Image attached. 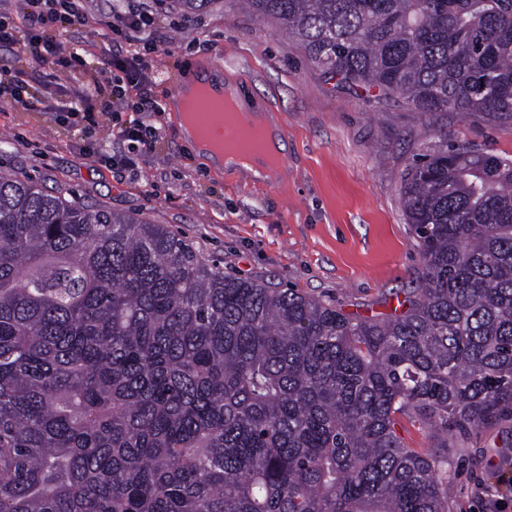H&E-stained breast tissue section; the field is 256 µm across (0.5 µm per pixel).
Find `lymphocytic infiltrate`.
Returning a JSON list of instances; mask_svg holds the SVG:
<instances>
[{
  "label": "lymphocytic infiltrate",
  "instance_id": "f902f5d3",
  "mask_svg": "<svg viewBox=\"0 0 512 512\" xmlns=\"http://www.w3.org/2000/svg\"><path fill=\"white\" fill-rule=\"evenodd\" d=\"M17 14L23 20L27 36L25 39L28 55V69L36 79L47 78L49 67L69 64L74 67L93 65L98 73V84L110 85L117 100H125L128 89H137L133 104L135 117L122 122L118 137L127 142L124 153H107L87 134L89 124L95 123V115L89 114L84 99H76L57 107V122L74 129L75 145L85 155L113 168H127L133 165L137 155L153 150L159 139L156 128L146 125L145 114L162 109L161 102L149 93L148 88L156 81L150 57L152 43L142 37L151 27L153 15L141 8L113 5L104 13L99 23L110 32L120 36L122 43L111 57L87 60L85 49L67 47L49 39L48 29L65 24L80 23L84 20L86 0H16Z\"/></svg>",
  "mask_w": 512,
  "mask_h": 512
}]
</instances>
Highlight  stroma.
I'll return each instance as SVG.
<instances>
[{"label":"stroma","mask_w":512,"mask_h":512,"mask_svg":"<svg viewBox=\"0 0 512 512\" xmlns=\"http://www.w3.org/2000/svg\"><path fill=\"white\" fill-rule=\"evenodd\" d=\"M139 2L155 12L149 36L161 78L151 93L162 102L150 118L161 130L156 149L122 171L79 154L71 129L53 113L92 84L93 74L78 68L33 82L47 111L0 99V169L80 205L168 225L225 272L299 289L356 316L383 317L398 310L421 274L400 203L410 167L444 144L512 157V117L420 112L395 98L376 102L363 89L337 87L276 22L256 19L237 0H214L190 18L172 0ZM109 7L93 0L89 23L58 30V40L110 56L116 39L96 24ZM217 59L219 74L248 94L286 145L288 167L276 185L210 167L181 136L172 87ZM106 102L108 117L100 113ZM88 105L99 115L93 139L126 150L113 134L115 121L132 115L126 103L106 92ZM448 471L451 512H487V498L512 497L505 483L512 477V423L470 433L449 449Z\"/></svg>","instance_id":"stroma-1"}]
</instances>
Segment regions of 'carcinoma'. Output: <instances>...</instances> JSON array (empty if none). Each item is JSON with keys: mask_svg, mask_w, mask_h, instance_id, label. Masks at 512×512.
Here are the masks:
<instances>
[{"mask_svg": "<svg viewBox=\"0 0 512 512\" xmlns=\"http://www.w3.org/2000/svg\"><path fill=\"white\" fill-rule=\"evenodd\" d=\"M243 2L340 83L512 116V0ZM400 199L422 281L357 318L0 172V512H450L448 444L512 418V158ZM397 429L408 448L419 449L429 447L430 441L427 438L426 431L419 423L410 422L403 418Z\"/></svg>", "mask_w": 512, "mask_h": 512, "instance_id": "1", "label": "carcinoma"}]
</instances>
